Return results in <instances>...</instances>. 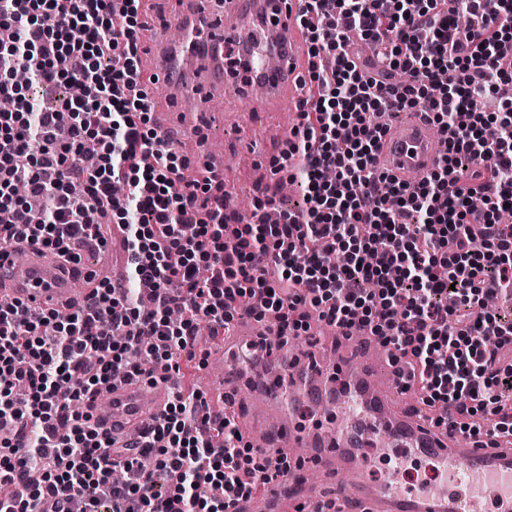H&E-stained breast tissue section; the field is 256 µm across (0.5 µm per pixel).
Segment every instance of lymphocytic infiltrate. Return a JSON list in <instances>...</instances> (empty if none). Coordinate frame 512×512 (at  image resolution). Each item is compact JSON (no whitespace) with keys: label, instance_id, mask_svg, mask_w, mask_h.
<instances>
[{"label":"lymphocytic infiltrate","instance_id":"f902f5d3","mask_svg":"<svg viewBox=\"0 0 512 512\" xmlns=\"http://www.w3.org/2000/svg\"><path fill=\"white\" fill-rule=\"evenodd\" d=\"M0 0V260L31 239L77 262L124 233L121 285L99 281L67 319L0 304V484L81 512H241L291 461L253 447L202 394L171 392L162 414L115 447L86 401L114 380L195 364L197 327L229 336L238 319L276 328L283 349L311 317L363 325L403 389L453 406L471 439L512 437V317L485 309L512 292V0H300L316 93L297 105L288 147L306 205L265 221L229 212L224 181L197 171L150 128L138 64L142 0ZM375 46L363 61L350 35ZM66 87L33 111L32 90ZM498 96L499 108L486 101ZM417 110L445 138L432 173L409 184L376 171V113ZM475 166L472 178L460 172ZM268 257L253 263L255 252ZM345 261L332 265L325 252ZM127 477L112 479L115 466Z\"/></svg>","mask_w":512,"mask_h":512}]
</instances>
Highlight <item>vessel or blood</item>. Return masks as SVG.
<instances>
[{
	"label": "vessel or blood",
	"mask_w": 512,
	"mask_h": 512,
	"mask_svg": "<svg viewBox=\"0 0 512 512\" xmlns=\"http://www.w3.org/2000/svg\"><path fill=\"white\" fill-rule=\"evenodd\" d=\"M202 0H183L178 12L164 18L161 34L149 45L144 77L165 82L172 101H179L185 89L216 98L224 93L228 76L224 70V48L237 43L238 24L244 16L255 17V38L272 45V52L260 53L254 82L262 93L254 100L260 112L277 111L282 100L295 103L304 98L306 87L299 75L310 65L304 34L296 21L299 0H224V22L202 26ZM181 35L201 31L210 53L203 69L174 79L169 75L178 45L172 31ZM443 149L433 126L418 112L390 127L380 142L375 163L401 180L419 181L428 176ZM96 275L77 264H67L41 246L21 243L17 252L0 262V295L16 299L28 307L69 310L84 304ZM283 370L293 374L296 388L323 409L330 408L332 388L328 377L313 364L284 362ZM341 374L356 389L358 411L343 431L328 435L316 455L324 471L347 473L329 495L338 512L357 507L359 512H478L481 504L493 503L496 512H512V443L498 439L482 444L460 441L449 428L452 413H445V426H435L422 414H395L390 410V393L380 371L366 369L362 360L342 361ZM111 417L93 414L94 425L121 440L140 431L150 413H162L169 395L158 385L131 382L106 393ZM262 421L248 435L254 447L277 445L295 448L302 441L293 417L286 408L261 410ZM377 443L376 454L391 459L393 469L407 462L431 460L437 467L421 477L417 488L374 482L366 478L364 444ZM305 491L293 475L282 477L275 490L256 496L246 512H288L289 503Z\"/></svg>",
	"instance_id": "1"
}]
</instances>
